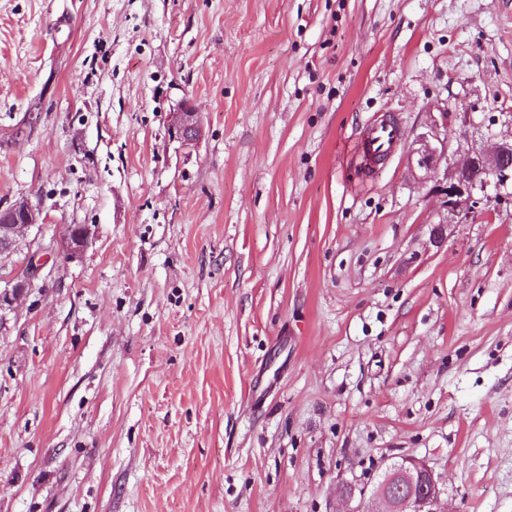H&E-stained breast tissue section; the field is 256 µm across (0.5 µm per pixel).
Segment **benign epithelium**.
Segmentation results:
<instances>
[{
	"label": "benign epithelium",
	"mask_w": 512,
	"mask_h": 512,
	"mask_svg": "<svg viewBox=\"0 0 512 512\" xmlns=\"http://www.w3.org/2000/svg\"><path fill=\"white\" fill-rule=\"evenodd\" d=\"M168 136L184 145L197 141L200 136L198 113L184 109L172 113ZM438 143L436 148L423 140L416 150L419 167L428 172L435 156L448 149V139H440ZM490 185L498 190L512 187V138L500 140L488 152L474 151L448 165L444 187L448 212L455 215L478 208ZM18 206L26 218L21 224L0 225V256L14 252L24 235L40 224V207L28 200ZM89 239L90 229L85 225L75 235L67 231L60 240L59 250L66 258L74 259L85 250ZM42 267L37 255L33 254L25 277H14L0 285V312L11 308L34 287ZM442 494L439 480L427 465L405 459L401 470L384 480L376 497L360 500L353 512H442Z\"/></svg>",
	"instance_id": "7a95c632"
}]
</instances>
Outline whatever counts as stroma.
Returning <instances> with one entry per match:
<instances>
[{
	"label": "stroma",
	"mask_w": 512,
	"mask_h": 512,
	"mask_svg": "<svg viewBox=\"0 0 512 512\" xmlns=\"http://www.w3.org/2000/svg\"><path fill=\"white\" fill-rule=\"evenodd\" d=\"M510 135L512 0H0V208L42 209L0 281L46 260L0 315V512H354L404 458L512 512V196L443 194ZM168 136L170 139L177 140L184 145L197 141L200 136L198 113L183 108L177 112H172ZM401 139V128L392 121H374L363 134L359 154L361 165L370 172L380 160L389 157ZM89 227L83 225L79 232L73 235L70 228L63 234L60 240L59 250L67 259L78 257L87 247L90 239Z\"/></svg>",
	"instance_id": "35a3bbf8"
}]
</instances>
